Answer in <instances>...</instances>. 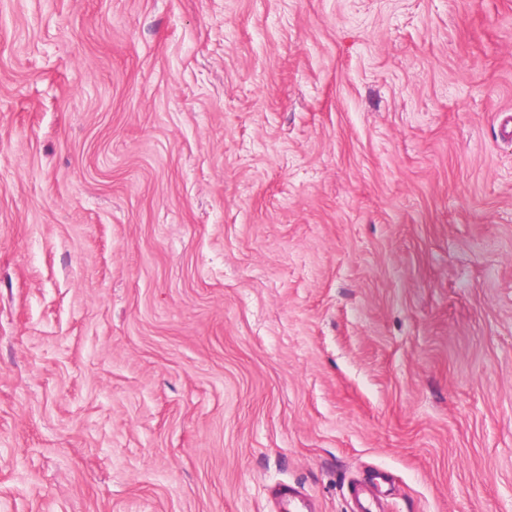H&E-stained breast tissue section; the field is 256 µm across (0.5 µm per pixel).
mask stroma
Segmentation results:
<instances>
[{"instance_id": "stroma-1", "label": "stroma", "mask_w": 512, "mask_h": 512, "mask_svg": "<svg viewBox=\"0 0 512 512\" xmlns=\"http://www.w3.org/2000/svg\"><path fill=\"white\" fill-rule=\"evenodd\" d=\"M512 0H0V512H512Z\"/></svg>"}]
</instances>
